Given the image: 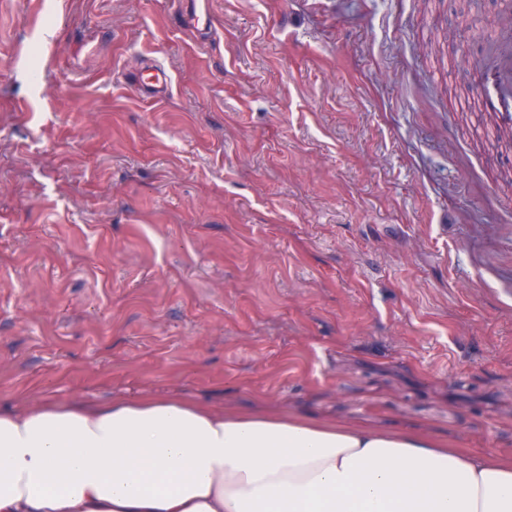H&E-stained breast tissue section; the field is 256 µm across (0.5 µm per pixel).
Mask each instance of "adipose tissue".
Wrapping results in <instances>:
<instances>
[{"label":"adipose tissue","mask_w":512,"mask_h":512,"mask_svg":"<svg viewBox=\"0 0 512 512\" xmlns=\"http://www.w3.org/2000/svg\"><path fill=\"white\" fill-rule=\"evenodd\" d=\"M0 512H512V461L196 402L0 409Z\"/></svg>","instance_id":"adipose-tissue-1"}]
</instances>
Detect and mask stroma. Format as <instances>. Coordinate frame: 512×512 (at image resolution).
Here are the masks:
<instances>
[{
    "label": "stroma",
    "mask_w": 512,
    "mask_h": 512,
    "mask_svg": "<svg viewBox=\"0 0 512 512\" xmlns=\"http://www.w3.org/2000/svg\"><path fill=\"white\" fill-rule=\"evenodd\" d=\"M503 0H0V408L164 396L512 458ZM151 56L166 98L134 88ZM470 76L480 111L493 113L500 129H512V54L501 55L492 70L474 65Z\"/></svg>",
    "instance_id": "stroma-1"
}]
</instances>
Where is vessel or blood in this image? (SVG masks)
<instances>
[{
	"label": "vessel or blood",
	"instance_id": "vessel-or-blood-1",
	"mask_svg": "<svg viewBox=\"0 0 512 512\" xmlns=\"http://www.w3.org/2000/svg\"><path fill=\"white\" fill-rule=\"evenodd\" d=\"M470 76L480 111L493 113L499 128L512 129V54L501 55L491 70L473 66ZM171 84L170 72L157 63L145 66L136 80L139 94L147 99L165 98Z\"/></svg>",
	"mask_w": 512,
	"mask_h": 512
}]
</instances>
